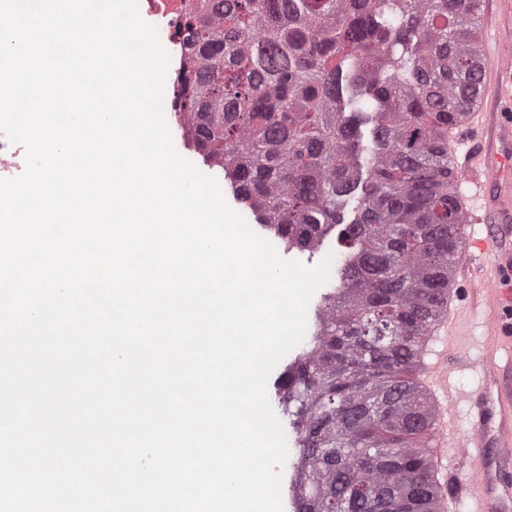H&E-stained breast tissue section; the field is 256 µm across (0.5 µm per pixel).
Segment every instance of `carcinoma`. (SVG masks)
Returning <instances> with one entry per match:
<instances>
[{"label":"carcinoma","instance_id":"carcinoma-1","mask_svg":"<svg viewBox=\"0 0 512 512\" xmlns=\"http://www.w3.org/2000/svg\"><path fill=\"white\" fill-rule=\"evenodd\" d=\"M478 2L197 0L184 18L191 143L287 248L335 230L344 248L276 384L299 512H438L416 372L463 235L448 130L479 72Z\"/></svg>","mask_w":512,"mask_h":512}]
</instances>
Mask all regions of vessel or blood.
<instances>
[{
	"label": "vessel or blood",
	"mask_w": 512,
	"mask_h": 512,
	"mask_svg": "<svg viewBox=\"0 0 512 512\" xmlns=\"http://www.w3.org/2000/svg\"><path fill=\"white\" fill-rule=\"evenodd\" d=\"M481 82L476 107L455 128L448 155L451 188L466 223L481 224L484 237L467 235L454 259L451 288L428 339L434 347L418 382L433 407V449L441 512L461 500L473 512H512V367L498 355L512 350V0H480ZM482 307L486 347L473 363L466 342V312ZM478 367L485 384L475 402L472 431L461 437L457 395L448 368Z\"/></svg>",
	"instance_id": "vessel-or-blood-1"
}]
</instances>
